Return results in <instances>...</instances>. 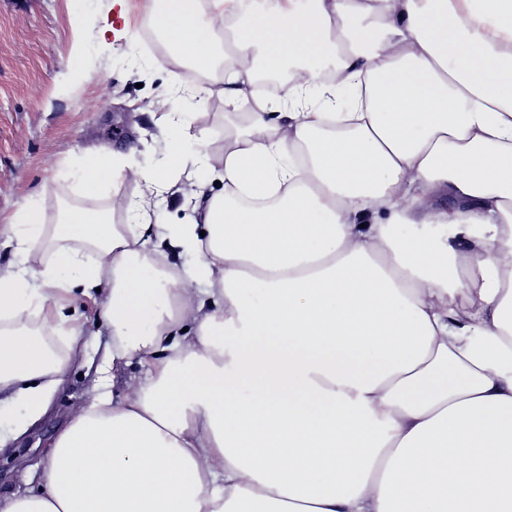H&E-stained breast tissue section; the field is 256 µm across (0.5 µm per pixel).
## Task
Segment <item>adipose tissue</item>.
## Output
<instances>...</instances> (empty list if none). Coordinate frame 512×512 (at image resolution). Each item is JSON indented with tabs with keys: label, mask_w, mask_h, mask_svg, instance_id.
Wrapping results in <instances>:
<instances>
[{
	"label": "adipose tissue",
	"mask_w": 512,
	"mask_h": 512,
	"mask_svg": "<svg viewBox=\"0 0 512 512\" xmlns=\"http://www.w3.org/2000/svg\"><path fill=\"white\" fill-rule=\"evenodd\" d=\"M213 5L165 0L155 29L195 70L223 53L226 104L258 72L290 87L235 125L200 222L148 247L28 201L0 226V392L42 413L76 291L99 290L113 361L148 364L0 512H512V0L254 6L221 51ZM125 169L90 152L82 181Z\"/></svg>",
	"instance_id": "ef3b65f1"
}]
</instances>
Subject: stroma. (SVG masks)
<instances>
[{
  "label": "stroma",
  "instance_id": "stroma-1",
  "mask_svg": "<svg viewBox=\"0 0 512 512\" xmlns=\"http://www.w3.org/2000/svg\"><path fill=\"white\" fill-rule=\"evenodd\" d=\"M155 0H0V225L26 199L37 202L45 223H56L63 200L98 207L108 199L149 205L156 224H187L194 216L192 178L208 180L210 192L224 189L222 96L191 98L195 87L186 65L170 50L146 41L145 19ZM113 34L102 35L105 23ZM167 112L192 115L189 129L208 153L211 166L171 168L168 135L160 118ZM133 142L131 169L164 174L170 192L150 195L145 184L126 178L100 195H81L78 165L88 149ZM69 324H86L77 355L46 412L29 420L23 400L0 406V498L38 491L51 440L89 402L102 369H114V397L142 373L139 361L112 364V335L92 300L73 301Z\"/></svg>",
  "mask_w": 512,
  "mask_h": 512
}]
</instances>
